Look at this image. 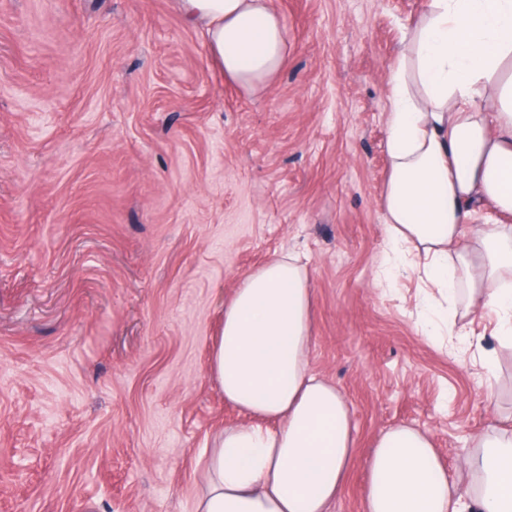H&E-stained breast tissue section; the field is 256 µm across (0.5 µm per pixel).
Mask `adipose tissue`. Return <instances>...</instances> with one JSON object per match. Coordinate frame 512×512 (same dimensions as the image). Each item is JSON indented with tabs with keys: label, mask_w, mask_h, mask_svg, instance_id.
I'll use <instances>...</instances> for the list:
<instances>
[{
	"label": "adipose tissue",
	"mask_w": 512,
	"mask_h": 512,
	"mask_svg": "<svg viewBox=\"0 0 512 512\" xmlns=\"http://www.w3.org/2000/svg\"><path fill=\"white\" fill-rule=\"evenodd\" d=\"M207 34L225 79L265 87L288 55L271 0H176ZM384 280L423 272L446 304L426 300L422 326L495 314L512 342V0H427L407 26L387 124ZM497 213L473 221L472 205ZM314 324L305 266L291 254L246 274L224 303L210 370L244 424L217 432L193 512H331L355 446L351 409L310 365ZM455 483L430 436L383 431L369 463L363 512H512V431L492 430L460 452Z\"/></svg>",
	"instance_id": "obj_1"
}]
</instances>
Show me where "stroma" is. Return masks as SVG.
Segmentation results:
<instances>
[{
	"label": "stroma",
	"instance_id": "stroma-1",
	"mask_svg": "<svg viewBox=\"0 0 512 512\" xmlns=\"http://www.w3.org/2000/svg\"><path fill=\"white\" fill-rule=\"evenodd\" d=\"M425 0H273L288 58L227 82L175 0H0V512H189L225 403L209 357L241 278L288 252L311 366L353 415L332 512L378 436L459 452L512 428V349L426 336L424 280H379L391 72ZM496 348V375L483 352Z\"/></svg>",
	"mask_w": 512,
	"mask_h": 512
}]
</instances>
